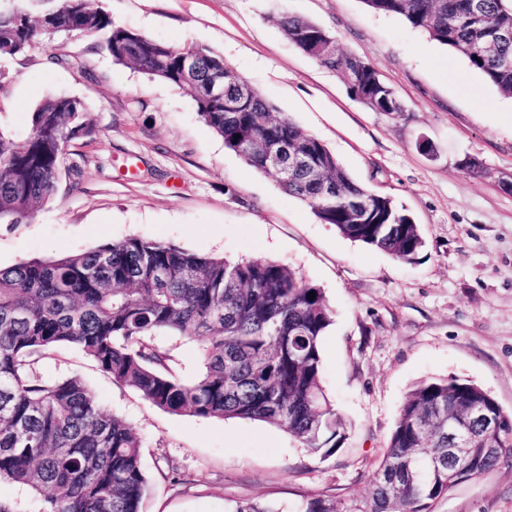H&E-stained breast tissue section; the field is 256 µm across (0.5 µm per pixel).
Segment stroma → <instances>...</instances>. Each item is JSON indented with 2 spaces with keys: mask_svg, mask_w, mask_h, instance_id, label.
<instances>
[{
  "mask_svg": "<svg viewBox=\"0 0 512 512\" xmlns=\"http://www.w3.org/2000/svg\"><path fill=\"white\" fill-rule=\"evenodd\" d=\"M95 3L118 25L223 55L355 180L403 205L426 240L414 262L401 263L343 237L275 173L226 149L185 89L114 63L100 36L59 33L0 58V126L25 133L40 102L65 95L86 104L94 127L70 142L53 198L22 223L0 224L1 267L142 237L286 264L322 288L333 310L323 385L346 430L326 458L266 423L166 413L74 350L40 360L48 376L80 375L144 440L150 489L141 512H227L242 499L288 506L301 491L362 499L401 404L423 379L470 380L512 414V192L503 187L512 179V97L364 0ZM285 12L371 63L402 112L352 99L333 71L289 43L277 23ZM468 158L480 176L463 170ZM433 512H512V472L459 485Z\"/></svg>",
  "mask_w": 512,
  "mask_h": 512,
  "instance_id": "obj_1",
  "label": "stroma"
}]
</instances>
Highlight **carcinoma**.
Wrapping results in <instances>:
<instances>
[{
    "mask_svg": "<svg viewBox=\"0 0 512 512\" xmlns=\"http://www.w3.org/2000/svg\"><path fill=\"white\" fill-rule=\"evenodd\" d=\"M364 2L403 18L512 95V0ZM20 12L21 25L13 21ZM279 25L297 49L335 72L353 99L374 112H403L376 69L337 49L324 27L288 14ZM58 32L101 34L113 62L189 90L206 125L259 172L274 170L264 148L286 144L281 186L343 237L400 262L424 249L420 227L403 206L357 182L321 140L269 103L222 55L171 47L116 25L100 7L58 0L36 18L22 6L0 10V56L22 55L38 36ZM191 51L196 67L186 71L183 55ZM219 74L224 96L241 98L235 112L207 93ZM92 129L84 102L69 96L45 99L21 138L0 129L1 224L18 223L52 198L68 143ZM332 324L323 290L287 265L207 257L138 237L0 267V479L38 493L37 512H140L149 491L143 439L101 408L81 376L52 378L39 370L46 352L66 347L164 412L268 423L311 453L330 456L346 429L323 387L322 339ZM158 336L201 340L195 378L177 373ZM475 405L497 430L489 437L470 422L478 451L461 471L448 463V419L466 420ZM488 440L497 451L480 452ZM499 469L512 470V415L470 380H422L400 406L363 499L343 504L304 495L292 512H431V503L457 485ZM229 512L284 510L243 499Z\"/></svg>",
    "mask_w": 512,
    "mask_h": 512,
    "instance_id": "obj_1",
    "label": "carcinoma"
}]
</instances>
